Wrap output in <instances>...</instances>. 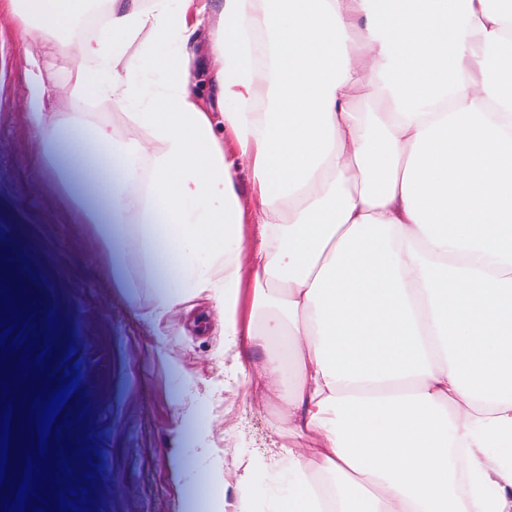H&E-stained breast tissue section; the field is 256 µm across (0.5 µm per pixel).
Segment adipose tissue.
I'll return each instance as SVG.
<instances>
[{"instance_id": "obj_1", "label": "adipose tissue", "mask_w": 512, "mask_h": 512, "mask_svg": "<svg viewBox=\"0 0 512 512\" xmlns=\"http://www.w3.org/2000/svg\"><path fill=\"white\" fill-rule=\"evenodd\" d=\"M5 4L146 134L50 111L34 75L104 273L156 323L212 300L237 388L276 409L236 512L275 478L267 512H512V0H107L91 30L81 0ZM204 18L210 107L171 50Z\"/></svg>"}]
</instances>
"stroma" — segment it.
I'll use <instances>...</instances> for the list:
<instances>
[{"instance_id":"1","label":"stroma","mask_w":512,"mask_h":512,"mask_svg":"<svg viewBox=\"0 0 512 512\" xmlns=\"http://www.w3.org/2000/svg\"><path fill=\"white\" fill-rule=\"evenodd\" d=\"M30 71L27 46L1 9L0 241L9 240L17 262L32 270V286L44 305L67 320L69 330L55 345L77 364L88 404L86 425L67 433L69 440L85 434L92 442L97 512H184L170 455L180 396L194 400L210 447L222 451L225 495L235 502L238 460L271 453L281 442L274 411L256 401L243 403L225 388L224 338L211 302L198 301L190 313L173 317L161 344L147 317L148 286L137 283L133 302L102 276L100 244L80 224L77 208L53 178L30 167L39 150L30 132ZM42 76L57 89L54 111L87 112L114 125L122 138H142L109 103L71 98V73L63 60L43 59Z\"/></svg>"}]
</instances>
